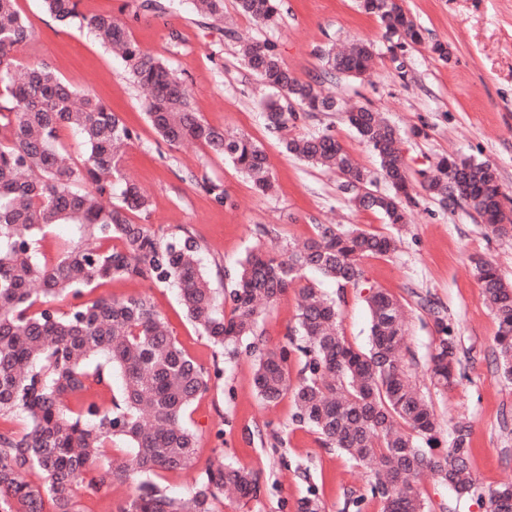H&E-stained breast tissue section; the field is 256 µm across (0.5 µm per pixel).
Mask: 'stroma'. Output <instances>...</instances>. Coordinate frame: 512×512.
Instances as JSON below:
<instances>
[{
	"label": "stroma",
	"instance_id": "stroma-1",
	"mask_svg": "<svg viewBox=\"0 0 512 512\" xmlns=\"http://www.w3.org/2000/svg\"><path fill=\"white\" fill-rule=\"evenodd\" d=\"M142 0H80L84 15L125 18L133 38L183 80L194 105L210 126L244 134L266 152L274 188L256 192L252 183L224 159L200 145H171L151 126L141 92L124 77V64L93 34L54 21L41 0H17L32 28L31 43L15 57L48 63L71 87L90 89L132 130L123 160L151 200L148 214L131 219L161 238L186 234L199 247L201 264L214 288L230 287L228 275L246 252L259 245L285 248L311 236L316 225L358 226L390 233L381 215L355 210L336 175L313 168L283 148L268 131L259 107L265 89L244 65L240 45L270 41L299 79L321 76L319 50L368 39L374 66L352 80H332L325 88L340 101L364 104L384 114L397 130L414 183H421L438 160L448 155L472 158L496 168L512 196V0H401L421 27V44L395 47L378 20L363 13L357 0H281V19L266 28L237 14L235 0H224L223 21L206 20L189 0H161L162 10H141ZM448 48L447 58L433 44ZM293 135L330 133L370 171L375 155L360 141L344 112L301 116ZM223 184L226 203L217 202L200 179ZM374 188L387 192L382 177ZM281 232L273 241L264 228ZM397 251L364 260L371 285L404 305L406 365L421 393L431 400L442 433L466 422L471 429L469 468L474 493L457 496L436 479L418 483L431 512H487L489 489L512 482V384L496 376L491 353L497 320L480 298L471 271L476 257L494 259L512 281V238L496 237L464 207H449L418 191L407 208ZM146 294L176 342L206 371L221 378L188 409L185 421L197 434V469L216 456L259 477L256 496L221 493L218 512H298L302 498L319 499L324 512H380L372 499L370 476L336 450L321 447L316 434L292 421L291 397L276 405L260 402L254 391V356L246 347L236 354L214 347L187 318L178 288L171 283L121 279L84 289L82 301ZM300 304L289 288L260 321L257 332L267 346L287 342ZM449 322L457 338L465 376L441 394L425 376L434 319ZM341 328L354 345L367 346L369 313L355 289H347L340 309ZM140 475L112 482L98 492L81 490V512H119L134 494ZM360 506H353V499Z\"/></svg>",
	"mask_w": 512,
	"mask_h": 512
}]
</instances>
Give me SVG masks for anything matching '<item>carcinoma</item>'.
<instances>
[{"label":"carcinoma","instance_id":"carcinoma-1","mask_svg":"<svg viewBox=\"0 0 512 512\" xmlns=\"http://www.w3.org/2000/svg\"><path fill=\"white\" fill-rule=\"evenodd\" d=\"M190 4L201 15L224 18V0ZM42 6L55 21L87 29L120 55L128 79L146 92L148 119L163 140L199 143L229 160L258 191L273 189L262 146L207 124L180 78L138 45L126 22L84 16L78 0H42ZM237 6L264 27L275 25L279 16V0H237ZM360 8L400 44L423 42L420 27L394 0H360ZM32 36L16 0H0V418L16 412L27 418L23 431L0 432V512H78L80 481L98 490L131 473L149 476L159 470L192 474L188 501L145 480L119 512H216L217 494L226 487L244 498L256 494L257 475L226 466L221 457L194 473L197 436L184 414L207 392L211 377L177 345L149 296L100 297L66 311L55 302L114 279L175 283L201 333L232 352L256 336L269 307L306 270L335 283L339 294L327 299L307 284L294 327L299 343L275 349L249 343L257 396L270 405L292 395L293 423L311 428L322 446L372 472L370 493L382 504L381 512H430L415 488L426 471L459 496L472 493L470 426L457 424L447 450L435 451L440 423L406 370L400 303L365 277L363 260L394 253L396 238L318 224L315 234L286 256L254 249L234 273L231 311L224 314V300L201 266L196 241L189 235L162 239L131 221V214L150 207L119 166L118 150L132 131L94 93L74 90L48 64H18L13 52ZM242 57L276 93L263 103L271 132L287 131L299 110H336V98L323 93L319 80L297 78L273 43H247ZM373 57L367 42L340 51L331 47L321 54L323 77H357ZM345 114L375 152L389 192L368 193L370 173L329 133L286 137L285 150L336 172L356 208L378 212L393 226L405 224L414 187L396 129L368 106ZM63 129L79 137L83 159L73 158L61 144ZM362 188L367 193H360ZM423 188L441 201L455 193L454 201L477 214L493 234L512 237V210L490 164L443 157ZM54 224L74 225L78 237L56 260L41 263L39 235ZM472 270L498 322L495 372L512 383V282L492 260L475 259ZM347 288L358 291L368 308L366 347L350 343L339 328ZM435 333L427 372L433 386L446 393L464 373L450 325L435 319ZM293 352L301 362L295 385L288 365ZM114 371L121 378L120 393L103 409L86 394L93 385H108ZM114 437L132 448L120 470L112 469ZM33 471L41 474L42 484L26 480ZM488 512H512V484L489 490Z\"/></svg>","mask_w":512,"mask_h":512}]
</instances>
